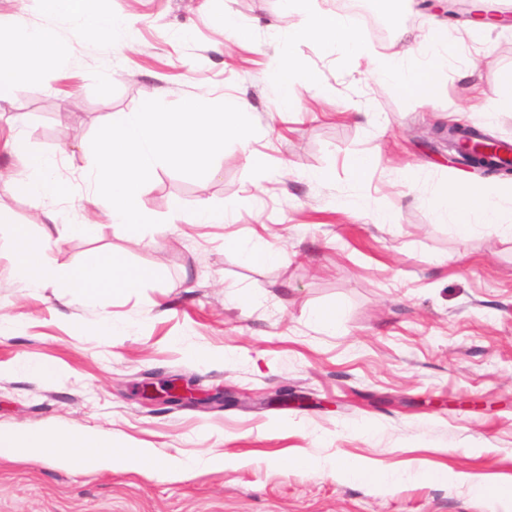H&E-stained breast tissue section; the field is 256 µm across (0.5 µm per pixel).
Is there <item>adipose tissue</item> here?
<instances>
[{"mask_svg": "<svg viewBox=\"0 0 512 512\" xmlns=\"http://www.w3.org/2000/svg\"><path fill=\"white\" fill-rule=\"evenodd\" d=\"M287 11L300 17L292 29L295 38H331L340 41L357 56H372L378 78L393 82L408 93L421 95L428 91L443 67L448 64L446 46L448 30L440 22H432L416 46L401 47L383 54H372L357 35V20L350 15L327 19L313 9L312 0H283ZM55 45L53 34L29 27L24 17H16L7 44H0V88L30 80L46 63ZM11 153L24 160L27 175L22 182L25 191L35 197L55 195L58 187L51 173V158L32 155L22 134H14L8 143ZM512 203V181L475 184L449 178L444 192L432 207L441 220L450 221L462 234L484 226L512 235V220L505 216V204ZM17 279L30 286L52 282L70 289L73 296L100 293L120 294L137 287L147 278L143 269H123L119 261L102 263L91 260L77 270L59 271L44 263L40 255L51 240L50 235L34 239L27 226L13 229ZM36 457L57 460L73 472L122 470L140 474L184 475L194 464L178 460H162L155 448L115 447L111 437L80 431L1 430L0 458Z\"/></svg>", "mask_w": 512, "mask_h": 512, "instance_id": "adipose-tissue-1", "label": "adipose tissue"}]
</instances>
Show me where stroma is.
I'll use <instances>...</instances> for the list:
<instances>
[{
  "label": "stroma",
  "mask_w": 512,
  "mask_h": 512,
  "mask_svg": "<svg viewBox=\"0 0 512 512\" xmlns=\"http://www.w3.org/2000/svg\"><path fill=\"white\" fill-rule=\"evenodd\" d=\"M124 26L109 39L81 33L39 0H0V28L24 13L56 36L54 62L34 80L0 90V428L86 430L120 445L205 459L221 469L178 478L76 473L44 460L0 459V512H503L465 489L423 479L386 488L330 475L351 458L384 471L406 465L512 480V236L458 233L431 200L449 174L485 181L448 150L452 124L512 143V107L494 117L484 98L512 71V25L479 40L444 0H385L389 40L359 27L374 52L415 45L437 19L448 27V66L430 95L378 79L369 60L339 43L289 39L297 16L281 0H83ZM245 30L225 46L224 13ZM297 111L277 110V76ZM174 105L205 94L247 101L257 127L249 149L231 143L213 175L156 168L142 196L167 224L129 236L107 223L108 203L86 192L91 139L107 113L134 112L148 92ZM27 113L32 153L59 156L66 202L26 194L7 118ZM269 164L252 175L249 154ZM377 156L363 180L347 160ZM326 170L327 180H313ZM207 206L223 224L175 213ZM54 211L43 262L72 270L95 259L150 269L122 294L72 299L13 275V227L40 236ZM379 212L393 223H374ZM89 224L87 233L70 232ZM257 246L284 263H247ZM341 306L337 331L311 321ZM123 331L97 334L102 317ZM56 363L47 381L31 365ZM180 375L203 389L252 400L302 394L305 405L201 409L142 398L138 383ZM317 461V469L299 458Z\"/></svg>",
  "instance_id": "1"
}]
</instances>
